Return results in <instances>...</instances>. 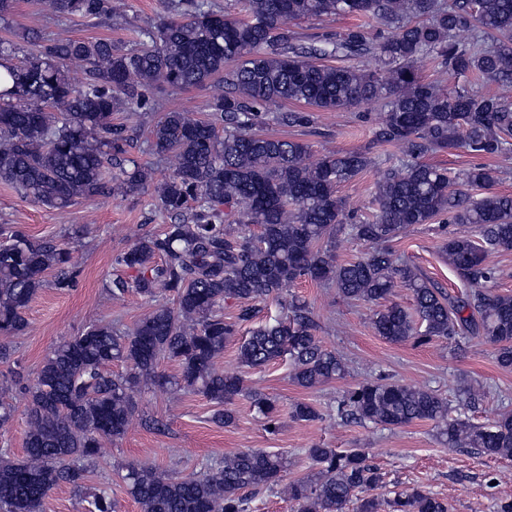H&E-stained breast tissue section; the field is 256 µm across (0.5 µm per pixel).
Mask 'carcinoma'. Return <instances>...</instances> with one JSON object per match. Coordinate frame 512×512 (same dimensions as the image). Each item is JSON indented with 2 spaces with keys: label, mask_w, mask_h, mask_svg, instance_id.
<instances>
[{
  "label": "carcinoma",
  "mask_w": 512,
  "mask_h": 512,
  "mask_svg": "<svg viewBox=\"0 0 512 512\" xmlns=\"http://www.w3.org/2000/svg\"><path fill=\"white\" fill-rule=\"evenodd\" d=\"M238 9H215L209 0H185L175 14L141 33L140 46L125 49L108 39L34 37L18 62H0V181L55 210L105 192L153 188L152 199L169 217L160 232L118 251L112 264L127 273L105 282L115 302L134 294L155 304L128 329L94 324L60 341L33 378L0 364L11 379L0 383V426L15 407L5 394L18 385L27 399L24 454L0 458V512H44L51 490L85 489L88 467L108 442L121 439L138 413L137 394L148 386L198 392L214 405L211 421H235L229 405L251 400L265 430L281 421L275 401L249 388L240 374L215 367L237 326L260 305L303 279L336 286L345 299L376 306V334L391 343L481 339L497 364L512 369V296L489 286L490 253L512 249V196L492 190V170L474 165L456 176L421 161L428 153L458 149L498 157L512 138V0H236ZM60 16L101 17L112 0H44ZM367 17L386 35L377 40L353 27L303 43L288 25L324 17ZM374 55L364 71L329 59ZM425 57L438 70L472 74L494 92H452L422 77ZM85 71L75 83L68 64ZM221 88L207 119L166 112L151 135L172 163L161 180L147 163L127 160L112 171L131 141L124 123L112 122L121 106L145 103L158 87ZM383 104L373 130L376 146L391 145L399 158L376 181L372 216L350 225L371 245L365 256L336 263L333 248L347 214L338 187L374 164L363 151L330 153L310 164L309 144L257 132L313 123L314 108L338 112L364 101ZM287 103L302 110L270 112ZM473 226L477 237L453 234L442 258L468 288L455 296L396 257L389 243L415 224L440 217ZM237 228H232V225ZM259 231L254 233L251 226ZM53 280H48L47 275ZM79 271L64 244L0 228V334L22 335L25 311L47 285L76 287ZM413 294L407 309L389 300L396 283ZM246 300L236 319L224 302ZM309 305L288 300V314L253 329L238 347L242 366L287 359L290 378L308 389L343 376L340 354L317 336ZM174 362V378L159 371ZM125 371L112 372V363ZM465 406L482 398L469 383L458 389ZM346 422L397 428L434 423L450 448H470L490 458H512V411L487 425L448 417V400L431 389L381 376L357 384L339 400ZM297 421L320 413L304 402L291 407ZM317 467L311 478L282 485L286 463L278 454L244 448L203 473L180 475L146 462L121 466V479L141 512H248L251 495L284 487L294 512H449L448 503L421 486L390 499L365 492L382 483L379 469L357 449L308 448Z\"/></svg>",
  "instance_id": "cac0c4a2"
}]
</instances>
